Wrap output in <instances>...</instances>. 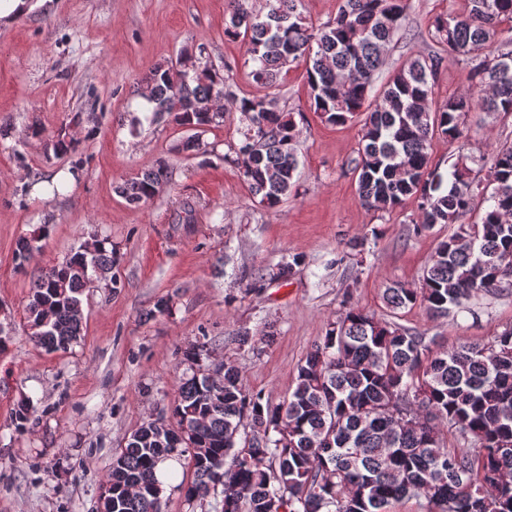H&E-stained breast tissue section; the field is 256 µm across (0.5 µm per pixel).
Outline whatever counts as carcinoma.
I'll return each mask as SVG.
<instances>
[{"mask_svg": "<svg viewBox=\"0 0 512 512\" xmlns=\"http://www.w3.org/2000/svg\"><path fill=\"white\" fill-rule=\"evenodd\" d=\"M266 2L263 13L250 0H227L224 28L247 44L250 77L262 93L234 94L225 75L197 60L189 69L158 64L147 76L148 111L194 129L240 113L245 127L233 162L251 194L275 208L295 185L300 135L275 90L282 69L302 59L311 105L325 122L363 115L355 171L368 208L387 212L412 199L422 230L458 223L477 199L487 203L479 222L438 245L420 287L385 289L387 307L419 304L442 318L511 287L512 146L473 154L461 117L477 108L512 113V50L488 52L512 42V0H466L462 13L434 20L436 42L465 65L477 89L440 101L433 90L448 63L441 53L407 59L373 93L410 0H339L320 25L307 21L299 0ZM440 137L456 155L446 177L430 166ZM475 165L485 178L473 175ZM166 179L159 166L115 191L138 208ZM106 244H84L34 277L26 306L32 341L53 352L79 339L81 296L93 273L116 262ZM32 414L29 402L18 404L15 429L24 430ZM172 414L170 436H158L149 422L113 455L107 484L116 512H162L153 470L167 458L192 470L180 483L186 499L219 492L220 512H389L411 498L424 501V512H512V327L487 343L436 349L420 332L352 308L306 355L287 400L248 391L226 364L221 387L194 374L182 379ZM445 426L463 446L444 443Z\"/></svg>", "mask_w": 512, "mask_h": 512, "instance_id": "obj_1", "label": "carcinoma"}]
</instances>
